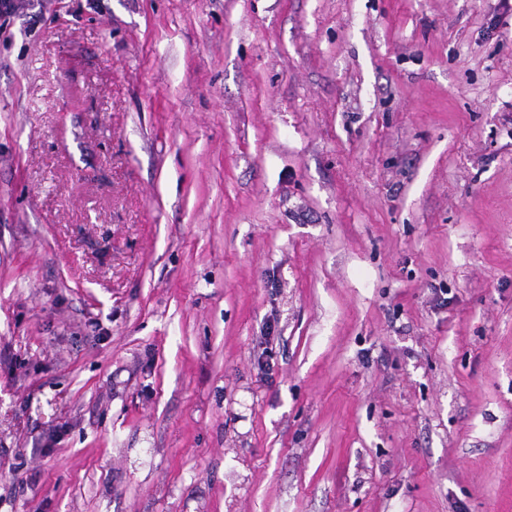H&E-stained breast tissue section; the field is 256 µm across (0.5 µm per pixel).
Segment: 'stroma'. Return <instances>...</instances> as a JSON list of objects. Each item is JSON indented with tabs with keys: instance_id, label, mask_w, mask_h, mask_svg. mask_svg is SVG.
<instances>
[{
	"instance_id": "35a3bbf8",
	"label": "stroma",
	"mask_w": 512,
	"mask_h": 512,
	"mask_svg": "<svg viewBox=\"0 0 512 512\" xmlns=\"http://www.w3.org/2000/svg\"><path fill=\"white\" fill-rule=\"evenodd\" d=\"M0 512H512V0H14Z\"/></svg>"
}]
</instances>
